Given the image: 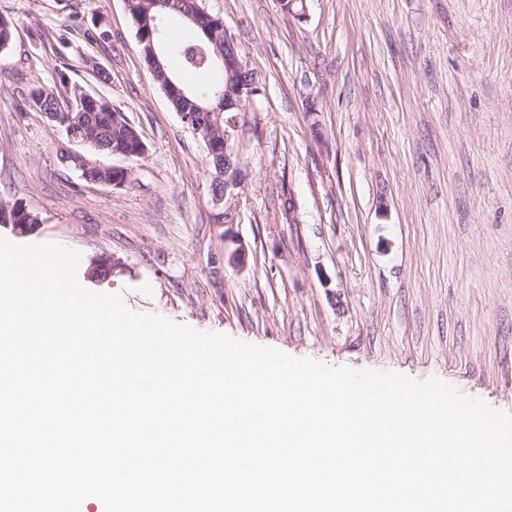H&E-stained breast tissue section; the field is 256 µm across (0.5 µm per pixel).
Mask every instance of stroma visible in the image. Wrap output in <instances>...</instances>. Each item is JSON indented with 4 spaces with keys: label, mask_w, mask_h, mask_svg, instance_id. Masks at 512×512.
Returning <instances> with one entry per match:
<instances>
[{
    "label": "stroma",
    "mask_w": 512,
    "mask_h": 512,
    "mask_svg": "<svg viewBox=\"0 0 512 512\" xmlns=\"http://www.w3.org/2000/svg\"><path fill=\"white\" fill-rule=\"evenodd\" d=\"M204 4L259 78L231 132L246 180L219 207L125 0H0V198L41 219L0 237L80 251V283L132 311L512 413V0ZM60 70L139 129L144 155L79 150L130 182L84 180L63 127L21 106Z\"/></svg>",
    "instance_id": "35a3bbf8"
}]
</instances>
